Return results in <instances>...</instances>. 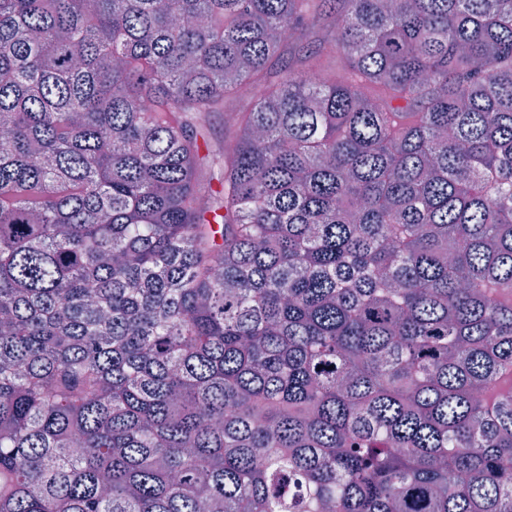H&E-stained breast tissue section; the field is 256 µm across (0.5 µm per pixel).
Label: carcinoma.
Wrapping results in <instances>:
<instances>
[{
	"mask_svg": "<svg viewBox=\"0 0 512 512\" xmlns=\"http://www.w3.org/2000/svg\"><path fill=\"white\" fill-rule=\"evenodd\" d=\"M318 31L342 74L274 67ZM509 470L512 0H0V512H512Z\"/></svg>",
	"mask_w": 512,
	"mask_h": 512,
	"instance_id": "obj_1",
	"label": "carcinoma"
}]
</instances>
